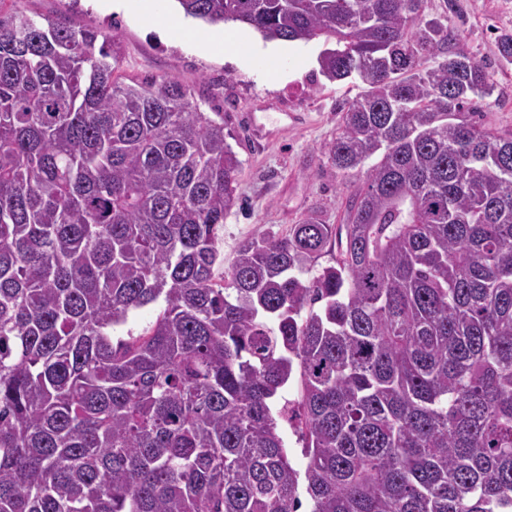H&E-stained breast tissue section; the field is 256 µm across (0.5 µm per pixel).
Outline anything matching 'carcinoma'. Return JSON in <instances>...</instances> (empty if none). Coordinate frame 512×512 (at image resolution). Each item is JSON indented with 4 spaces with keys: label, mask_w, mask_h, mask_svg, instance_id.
Listing matches in <instances>:
<instances>
[{
    "label": "carcinoma",
    "mask_w": 512,
    "mask_h": 512,
    "mask_svg": "<svg viewBox=\"0 0 512 512\" xmlns=\"http://www.w3.org/2000/svg\"><path fill=\"white\" fill-rule=\"evenodd\" d=\"M317 41L344 102L341 224L224 267L242 165L179 83L112 37L0 10V512H512V133L424 0H177ZM334 253V264L314 271ZM165 306L137 336L129 313ZM300 396V386L297 380L289 381L278 393V396L273 404L272 410L273 415L277 419L278 423V431L282 438V442L284 447L288 452L289 459L291 460L293 466L300 473L299 479V489L298 493L300 495V499L302 501V508L300 511H306L309 507L308 496L305 491L304 484V471L308 462L304 454V441L301 438L299 432L292 426H290L287 422L280 420L277 417V410L285 401H294L297 400Z\"/></svg>",
    "instance_id": "cac0c4a2"
}]
</instances>
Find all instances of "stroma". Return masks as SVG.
<instances>
[{
  "mask_svg": "<svg viewBox=\"0 0 512 512\" xmlns=\"http://www.w3.org/2000/svg\"><path fill=\"white\" fill-rule=\"evenodd\" d=\"M0 10L100 29L114 40L122 75L173 79L201 111L223 113L224 130L242 162L238 201L224 221L225 262L233 261L243 239L267 230L287 233L311 212L325 223H342L349 193L363 185L362 176H342L325 156L336 135L339 105L363 85L355 78L323 76L320 43H267L254 33L231 63L196 49V40L211 27L190 18L182 37L169 39L153 30L147 14L105 12L93 0H0ZM423 16L448 26L457 36L456 48L487 67L496 91L478 106L482 120L511 131L512 65H501L498 46L502 36H512V0H425ZM269 53L283 61L274 77L264 73ZM253 115L270 130V141L253 135Z\"/></svg>",
  "mask_w": 512,
  "mask_h": 512,
  "instance_id": "obj_1",
  "label": "stroma"
}]
</instances>
